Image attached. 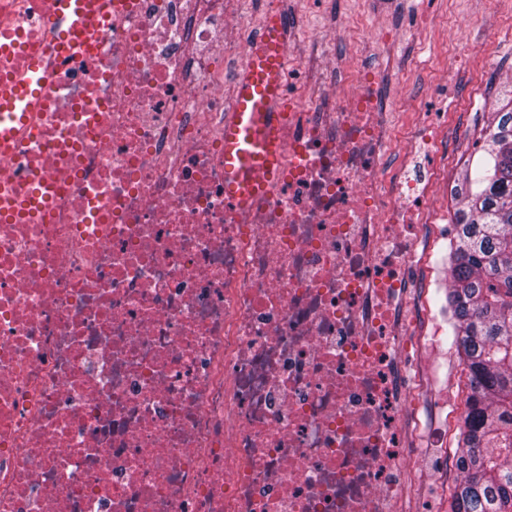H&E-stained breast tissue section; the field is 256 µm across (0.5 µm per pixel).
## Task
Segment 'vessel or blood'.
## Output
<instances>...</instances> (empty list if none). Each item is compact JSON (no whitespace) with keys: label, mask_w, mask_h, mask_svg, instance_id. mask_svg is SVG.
Listing matches in <instances>:
<instances>
[{"label":"vessel or blood","mask_w":512,"mask_h":512,"mask_svg":"<svg viewBox=\"0 0 512 512\" xmlns=\"http://www.w3.org/2000/svg\"><path fill=\"white\" fill-rule=\"evenodd\" d=\"M111 20L112 0H60L56 40L34 61L27 82L18 85L12 96L0 98V110L35 108L39 87L52 68L87 54L94 32ZM263 28L250 48L232 110L224 122V192L235 206L266 189L279 172L284 155L278 128L288 32L275 14L266 18Z\"/></svg>","instance_id":"b4317fda"}]
</instances>
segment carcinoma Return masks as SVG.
Returning a JSON list of instances; mask_svg holds the SVG:
<instances>
[{
  "label": "carcinoma",
  "mask_w": 512,
  "mask_h": 512,
  "mask_svg": "<svg viewBox=\"0 0 512 512\" xmlns=\"http://www.w3.org/2000/svg\"><path fill=\"white\" fill-rule=\"evenodd\" d=\"M492 164L454 214L448 306L469 393L448 512H512V109L495 113Z\"/></svg>",
  "instance_id": "cac0c4a2"
}]
</instances>
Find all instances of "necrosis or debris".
<instances>
[{
    "label": "necrosis or debris",
    "instance_id": "necrosis-or-debris-1",
    "mask_svg": "<svg viewBox=\"0 0 512 512\" xmlns=\"http://www.w3.org/2000/svg\"><path fill=\"white\" fill-rule=\"evenodd\" d=\"M10 126L0 195V512H411L425 383L408 302L452 151L380 74L285 73L284 163L224 197V117L260 31L237 0H121ZM57 0H0V90Z\"/></svg>",
    "mask_w": 512,
    "mask_h": 512
}]
</instances>
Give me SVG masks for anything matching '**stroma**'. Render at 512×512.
Listing matches in <instances>:
<instances>
[{
    "mask_svg": "<svg viewBox=\"0 0 512 512\" xmlns=\"http://www.w3.org/2000/svg\"><path fill=\"white\" fill-rule=\"evenodd\" d=\"M335 20L350 21L349 40L325 38ZM288 22L301 37L303 56H352L364 39L376 67L405 63L400 83H384L382 93L407 117L433 114L446 101L461 103V111L443 113L442 133L455 154L447 178L434 189L440 207L455 208L464 170L492 113L501 109L505 90L512 88V13L496 14L485 0H293ZM429 238L432 269L422 295L438 338L423 341L415 356L417 367L428 374L424 423L429 441L423 460L412 466L407 492L431 512H448L468 379L448 313L450 242L434 232Z\"/></svg>",
    "mask_w": 512,
    "mask_h": 512,
    "instance_id": "obj_1",
    "label": "stroma"
}]
</instances>
